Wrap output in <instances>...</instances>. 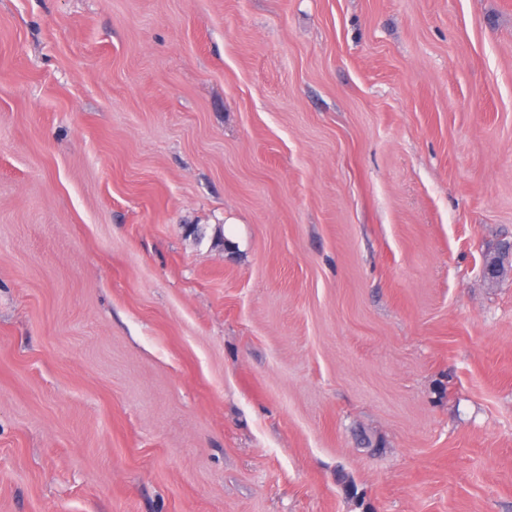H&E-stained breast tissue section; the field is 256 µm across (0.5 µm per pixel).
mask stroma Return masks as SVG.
<instances>
[{"instance_id": "obj_1", "label": "stroma", "mask_w": 512, "mask_h": 512, "mask_svg": "<svg viewBox=\"0 0 512 512\" xmlns=\"http://www.w3.org/2000/svg\"><path fill=\"white\" fill-rule=\"evenodd\" d=\"M512 0H0V512H512Z\"/></svg>"}]
</instances>
